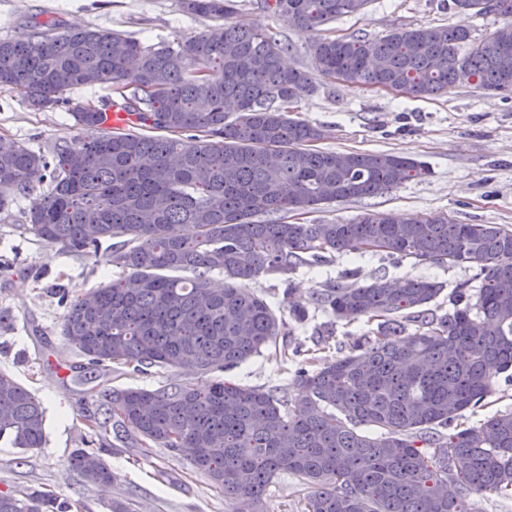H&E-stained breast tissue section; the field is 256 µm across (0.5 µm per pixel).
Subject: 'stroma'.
Here are the masks:
<instances>
[{
  "label": "stroma",
  "instance_id": "35a3bbf8",
  "mask_svg": "<svg viewBox=\"0 0 512 512\" xmlns=\"http://www.w3.org/2000/svg\"><path fill=\"white\" fill-rule=\"evenodd\" d=\"M262 0H237L235 22L277 34L287 48L289 65L312 69V45L319 36L363 34L379 38L406 26H448L467 23L475 40L501 26L495 15L464 19L442 0H370L361 14L338 18L317 30L297 27L263 9ZM68 27L124 32L146 46L188 39L205 31L210 19L186 11L183 0H0V39L26 32L47 18ZM316 91L288 105L291 116L323 127L320 150L394 153L423 162L428 173L381 196L346 200L289 213V222L313 224L349 221L365 210L394 219L438 213L464 224L512 226V94H498L475 85H460L430 98H414L363 84L317 79ZM79 132L69 112L56 107L38 112L14 93H0V137L34 150L72 141ZM44 186L16 197L0 212V310L11 321L0 326V373L29 389L45 409L43 447L24 450L0 439V491L18 496L30 489L53 492L72 505L71 512H108L112 498L126 500L134 512H230L222 490L196 469L187 452L157 445L141 447L106 435L99 451L114 482L109 491L85 483L69 470L66 459L89 439L86 413L104 402L109 389L154 390L180 380L203 386L223 379L242 385L293 394L295 370L315 348L316 333L331 326L326 354L344 355L365 335L366 318L338 321L313 302L324 284L348 269L358 280L383 276L391 280L422 278L443 283L432 302L437 315L454 309L460 285L477 287V265H448L393 259L383 254L341 255L332 262L302 268L291 285L259 276L247 286L287 320L281 349L268 348L245 364L223 372L195 374L159 367L135 371L112 367L83 377V358L62 333L66 309L58 290L70 296L90 292L118 277L119 268L105 258H89L60 249L29 232L24 216L42 199ZM307 311L304 323L289 320L290 303ZM308 488L288 472L279 473L267 490L266 512H300Z\"/></svg>",
  "mask_w": 512,
  "mask_h": 512
}]
</instances>
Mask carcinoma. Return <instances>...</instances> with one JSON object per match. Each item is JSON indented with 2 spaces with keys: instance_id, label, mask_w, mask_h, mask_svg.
<instances>
[{
  "instance_id": "carcinoma-1",
  "label": "carcinoma",
  "mask_w": 512,
  "mask_h": 512,
  "mask_svg": "<svg viewBox=\"0 0 512 512\" xmlns=\"http://www.w3.org/2000/svg\"><path fill=\"white\" fill-rule=\"evenodd\" d=\"M369 0H265L296 26L315 30L362 11ZM450 0L458 14L495 13L505 23L471 42L465 25L400 27L383 37L313 45L314 71L285 64L270 32L232 20L235 0H185L215 21L184 41L144 47L112 30L56 20L0 39V92L35 110L68 105L66 92L116 86L126 111L151 134L102 127L112 104L71 109L82 135L46 152L0 138V211L47 182L25 215L38 238L85 256L104 254L122 274L86 296L62 295L63 333L86 368L112 365L228 370L285 335L286 324L241 283L261 275L291 283L305 266L338 254L478 265V288L462 285L452 313L429 308L439 282L402 287L346 272L315 294L339 320L377 321L350 351L300 369L293 402L272 390L215 380L104 394L95 433L176 451L224 491L231 512H266L281 471L312 488L302 512H474L471 493L512 495V412L443 433L476 413L499 375L512 371V227L462 224L444 215L393 221L371 211L348 222L293 224L281 214L382 195L428 173L410 157L310 148L323 130L285 104L315 89L312 73L351 84L401 86L432 97L460 85L512 91V0ZM472 43L466 53L460 47ZM265 216L262 221L253 217ZM224 274L221 290L209 275ZM22 449L45 440V411L0 373V438ZM68 468L102 490L112 484L91 448ZM46 490L0 493V512H68Z\"/></svg>"
}]
</instances>
